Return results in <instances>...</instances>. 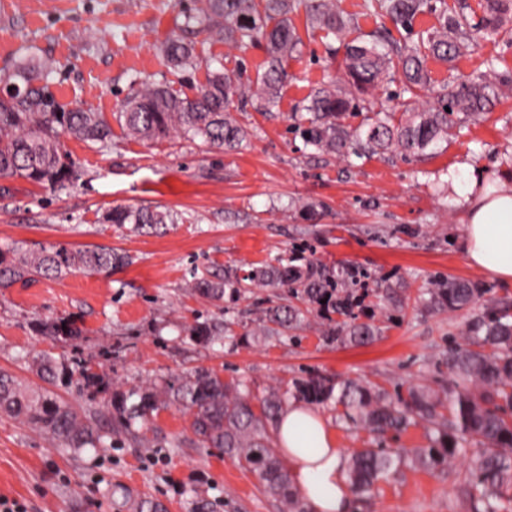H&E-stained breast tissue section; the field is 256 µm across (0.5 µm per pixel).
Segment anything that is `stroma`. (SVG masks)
<instances>
[{"mask_svg":"<svg viewBox=\"0 0 512 512\" xmlns=\"http://www.w3.org/2000/svg\"><path fill=\"white\" fill-rule=\"evenodd\" d=\"M193 0H0V71L34 55L57 66L49 86L64 108L82 106L111 116L134 79L165 83L193 94L207 67L226 72L264 70L266 51L197 37L199 65L173 71L162 53ZM494 63L512 70V34L484 42L455 65L427 59L434 88L454 75ZM289 78L278 104L252 99L239 113L247 143L236 151L206 149L186 140L141 143L112 129V143L65 145L83 176L58 194L21 178L0 177V249L35 251L108 246L128 253L130 265L109 272H75L0 288V372L32 389H54L79 414L101 407L113 390L164 389L198 369L244 383L253 399L293 380L321 374L372 383L391 398L421 385L448 384L445 359L464 343L470 322L487 305L512 303V285L485 277L462 252L461 212L453 185L461 172L512 179V99L458 125L453 136L423 154L327 156L304 147L293 132L294 112L329 78L339 76L323 39L303 37L288 59ZM116 205L160 206L179 223L152 232L101 223ZM303 266L317 261L336 280H355L362 299L355 314L377 327L366 345L332 338L343 316L306 314L298 329L257 338L251 331L280 289L257 285L238 300L210 301L191 293L193 279L223 278L278 256ZM482 288L484 298L455 312L430 309L421 290L444 278ZM232 321L233 340L202 343L190 334L202 322ZM76 333L54 335L51 322ZM79 363L99 375L97 386L50 381L35 356ZM344 456L363 448H427L435 435L411 425L382 436L321 406ZM480 448L468 444L446 465L403 462L372 493L354 496L352 512H474L464 490ZM0 497L27 512H135L143 498L167 512H279L253 472L218 448L197 447L191 417L171 404L154 413L139 439H121L81 453L35 428L0 416Z\"/></svg>","mask_w":512,"mask_h":512,"instance_id":"obj_1","label":"stroma"}]
</instances>
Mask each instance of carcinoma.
I'll use <instances>...</instances> for the list:
<instances>
[{"label":"carcinoma","instance_id":"cac0c4a2","mask_svg":"<svg viewBox=\"0 0 512 512\" xmlns=\"http://www.w3.org/2000/svg\"><path fill=\"white\" fill-rule=\"evenodd\" d=\"M194 0L184 15L182 29L205 34L234 48L244 49L265 42L267 60L256 79L224 72L220 65L208 70L206 83L193 96L172 91L169 86L141 83L113 113L123 135L134 141L161 142L181 138L200 141L209 148L232 151L242 146L249 132L232 115L234 103L257 97L269 107L276 105L288 79L284 62L297 52L301 37L289 15L304 7L307 31L321 32L330 53L333 43L343 44L344 78L316 89L303 105L309 114L298 125L304 146L330 156H343L351 145L356 155L397 152L419 154L448 140L454 117H476L500 99L512 94V74L494 66L458 79L439 91L431 87L426 58L454 63L470 53L481 39H492L512 22V0H485V16L479 25L470 23L464 7L448 10L432 0H364L365 12L385 15L397 27L412 31L414 19L438 12V25L426 31L424 48L400 45L383 33L352 36L354 19L344 16L336 0ZM164 55L171 68L183 72L199 64L195 46L176 34L165 44ZM53 64L25 56L12 70L0 72V177H20L66 192L82 172L64 149L67 136L89 146L105 147L112 140V127L99 112L77 106L64 109L45 82ZM400 74L404 91L411 94L383 114L372 111V91ZM347 112L363 113L359 126L351 129L337 119ZM401 113L395 118V113ZM120 227L137 230L175 224L178 215L151 207L114 206L102 217ZM131 257L107 246L72 250L64 246L27 251L20 247L0 250V288L35 278L59 279L73 272L98 273L127 265ZM284 290L286 301L268 307L253 333L274 336L296 328L304 319L301 305L311 307L326 300L325 307L351 320L346 325L350 340H372L374 328L355 324L353 308L361 303L344 282L337 283L313 263L304 267L279 258L277 264L255 266L241 277L231 270L224 280L199 278L192 290L209 300L224 299L225 290L238 295L243 282ZM437 309L462 310L480 299L483 291L456 279L443 280L426 289ZM469 343L448 351V381L451 386L435 390L412 388L408 398L392 400L372 384L340 385L322 375H310L294 383L295 395L310 403L335 399L343 418L378 435L401 431L416 421L438 434L437 448H364L355 453L347 477L352 491L366 494L375 481L392 472L410 457L428 467L449 462L468 443L482 447L472 463V501L476 512H501L512 489V309L492 306L468 329ZM40 370L68 381L78 377L85 385L97 375L82 366L73 372L47 356ZM470 382L461 387L459 380ZM170 395L191 418L199 448H222L224 454L255 472L265 492L287 512H309L292 486L288 470L274 452L273 433L286 408L288 393L272 390L254 409L248 391L238 383H226L216 373L200 369L178 387L158 392L152 389L115 390L106 410L83 419L67 403L46 389L31 391L11 376L0 373V413L29 424L81 451L104 444L103 430L137 438L136 425H145Z\"/></svg>","mask_w":512,"mask_h":512}]
</instances>
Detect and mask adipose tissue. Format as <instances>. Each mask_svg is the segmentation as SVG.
Instances as JSON below:
<instances>
[{
	"instance_id": "adipose-tissue-1",
	"label": "adipose tissue",
	"mask_w": 512,
	"mask_h": 512,
	"mask_svg": "<svg viewBox=\"0 0 512 512\" xmlns=\"http://www.w3.org/2000/svg\"><path fill=\"white\" fill-rule=\"evenodd\" d=\"M459 205L468 264L489 279L512 283V183L472 179ZM276 436L311 512H350L346 460L328 419L295 401L281 415Z\"/></svg>"
}]
</instances>
